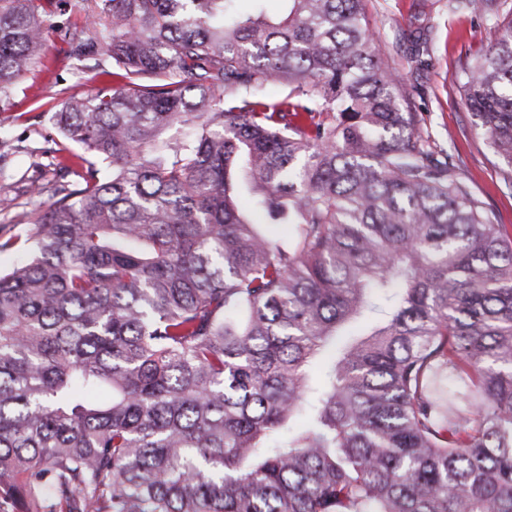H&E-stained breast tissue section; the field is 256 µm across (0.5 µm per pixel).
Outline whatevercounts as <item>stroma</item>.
Wrapping results in <instances>:
<instances>
[{
    "instance_id": "stroma-1",
    "label": "stroma",
    "mask_w": 512,
    "mask_h": 512,
    "mask_svg": "<svg viewBox=\"0 0 512 512\" xmlns=\"http://www.w3.org/2000/svg\"><path fill=\"white\" fill-rule=\"evenodd\" d=\"M366 14L383 48L386 63L400 75L399 91L409 94L412 111L432 141L447 147L460 176L492 209L497 223L512 227V187L504 183L503 161L482 134L457 85L462 65L483 53L496 38L490 22L474 13L450 14L448 0H367ZM429 45L413 58L412 42ZM59 35L47 43L48 70L21 84L16 111L0 116V190L15 197V207L0 210V238L30 230L26 214L47 205L49 194L31 195V184L56 185L48 141L55 137V105L96 89L81 67L70 64ZM15 111V112H16Z\"/></svg>"
}]
</instances>
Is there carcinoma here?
Instances as JSON below:
<instances>
[{
    "instance_id": "carcinoma-1",
    "label": "carcinoma",
    "mask_w": 512,
    "mask_h": 512,
    "mask_svg": "<svg viewBox=\"0 0 512 512\" xmlns=\"http://www.w3.org/2000/svg\"><path fill=\"white\" fill-rule=\"evenodd\" d=\"M54 2L0 0V112ZM92 2L57 33L102 87L56 106L65 182L0 241L25 256L0 275V498L512 512V230L430 146L365 0ZM505 6L448 0L496 28L459 89L512 184Z\"/></svg>"
}]
</instances>
